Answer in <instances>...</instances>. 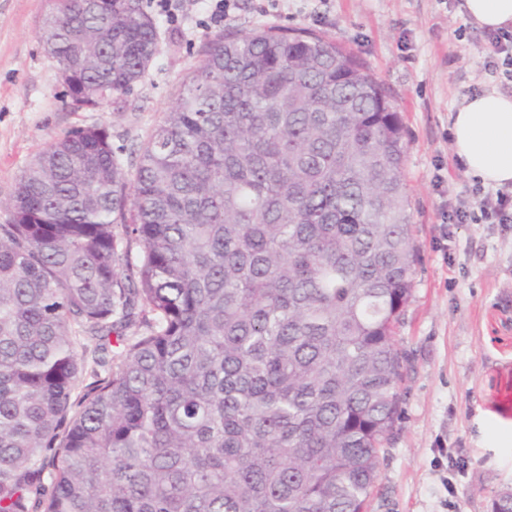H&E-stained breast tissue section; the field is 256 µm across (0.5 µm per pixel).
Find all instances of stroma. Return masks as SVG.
I'll return each mask as SVG.
<instances>
[{"mask_svg":"<svg viewBox=\"0 0 512 512\" xmlns=\"http://www.w3.org/2000/svg\"><path fill=\"white\" fill-rule=\"evenodd\" d=\"M464 0H237L221 26L205 0L162 12L155 57L130 94L74 110L44 48L50 0H0V224L35 156L67 132L108 125L112 147L137 150L174 102L217 32L303 27L350 49L389 89L405 127L403 175L414 242L415 290L398 329L408 354L403 417L385 448L368 512H490L512 487V223L452 224L482 184L451 148L450 115L487 85L486 34Z\"/></svg>","mask_w":512,"mask_h":512,"instance_id":"obj_1","label":"stroma"}]
</instances>
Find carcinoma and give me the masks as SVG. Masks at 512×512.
I'll use <instances>...</instances> for the list:
<instances>
[{
	"label": "carcinoma",
	"mask_w": 512,
	"mask_h": 512,
	"mask_svg": "<svg viewBox=\"0 0 512 512\" xmlns=\"http://www.w3.org/2000/svg\"><path fill=\"white\" fill-rule=\"evenodd\" d=\"M103 2L43 23L74 109L154 55L140 0ZM405 152L358 55L276 27L216 34L129 161L105 125L41 151L0 224V512H365L408 363Z\"/></svg>",
	"instance_id": "1"
}]
</instances>
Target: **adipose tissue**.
Instances as JSON below:
<instances>
[{
    "instance_id": "adipose-tissue-1",
    "label": "adipose tissue",
    "mask_w": 512,
    "mask_h": 512,
    "mask_svg": "<svg viewBox=\"0 0 512 512\" xmlns=\"http://www.w3.org/2000/svg\"><path fill=\"white\" fill-rule=\"evenodd\" d=\"M469 21L484 30L512 26V0H465ZM453 152L485 185H512V94L489 86L466 97L451 115Z\"/></svg>"
}]
</instances>
